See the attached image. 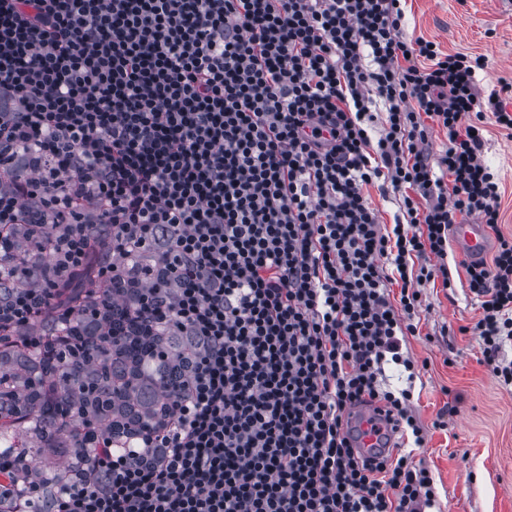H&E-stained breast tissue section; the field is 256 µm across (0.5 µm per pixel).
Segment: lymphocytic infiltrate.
Instances as JSON below:
<instances>
[{
  "mask_svg": "<svg viewBox=\"0 0 512 512\" xmlns=\"http://www.w3.org/2000/svg\"><path fill=\"white\" fill-rule=\"evenodd\" d=\"M402 0H0V162L21 150L45 170L0 199V229L26 195L67 210L96 201L95 224L64 240L44 225L56 275L0 285V340L43 353L96 303L75 309L68 277L100 278L129 249L162 239L134 321L197 346L166 419L120 442L83 423L58 441L62 481L34 460H0V512H429L430 471L412 451L370 465L344 425L361 403L386 408L422 447L402 342L420 289L451 287L457 215L496 227L501 191L481 158L483 123L512 129L503 83L476 92L484 61L401 33ZM384 113L383 130L368 126ZM447 145L430 164L429 134ZM397 196L381 224L365 186ZM428 207H421V199ZM108 252L92 258L91 247ZM482 315L471 333L512 386V240L465 267ZM400 288L391 301L390 284Z\"/></svg>",
  "mask_w": 512,
  "mask_h": 512,
  "instance_id": "lymphocytic-infiltrate-1",
  "label": "lymphocytic infiltrate"
}]
</instances>
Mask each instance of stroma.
<instances>
[{"label":"stroma","instance_id":"obj_1","mask_svg":"<svg viewBox=\"0 0 512 512\" xmlns=\"http://www.w3.org/2000/svg\"><path fill=\"white\" fill-rule=\"evenodd\" d=\"M403 37L421 36L444 53L483 57L476 73L480 98L512 83V0H407ZM482 157L500 181L497 231L512 238V130L486 121ZM463 257L448 250L454 285L424 288L416 335L402 349L419 363L415 380L389 365L392 386L412 385L411 409L425 430L415 461L431 470L441 512H512V389L483 361L466 326L480 315L467 285Z\"/></svg>","mask_w":512,"mask_h":512}]
</instances>
